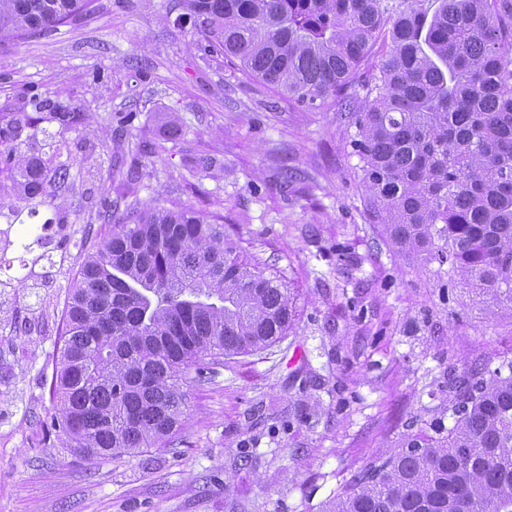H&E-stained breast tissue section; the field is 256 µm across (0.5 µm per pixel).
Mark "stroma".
<instances>
[{
  "label": "stroma",
  "instance_id": "obj_1",
  "mask_svg": "<svg viewBox=\"0 0 512 512\" xmlns=\"http://www.w3.org/2000/svg\"><path fill=\"white\" fill-rule=\"evenodd\" d=\"M183 0H94L56 30L0 49V118L51 156L69 187L23 229L48 226L75 272L110 200L219 217L224 238L280 277L295 320L283 340L226 358L190 391L172 442L105 461L50 428L53 358L69 285L26 281L14 245L0 269V512H321L351 474L423 429L441 386L488 356L512 358V310L401 250L369 221L346 112L291 102L210 52ZM44 106L48 107L53 120L59 124L61 131L70 129L81 120V112H77L76 108L68 103L59 100L45 101Z\"/></svg>",
  "mask_w": 512,
  "mask_h": 512
}]
</instances>
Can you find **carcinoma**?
<instances>
[{"label": "carcinoma", "mask_w": 512, "mask_h": 512, "mask_svg": "<svg viewBox=\"0 0 512 512\" xmlns=\"http://www.w3.org/2000/svg\"><path fill=\"white\" fill-rule=\"evenodd\" d=\"M209 46L249 76L317 108L340 96L379 44L363 106L341 101L357 132L372 221L397 245L512 305V0H186ZM92 0H0V47L89 12ZM61 130L80 122L47 101ZM24 116L0 126L18 199L69 179L10 146ZM68 294L54 367L52 427L96 458L161 448L191 388L224 358L279 342L293 306L189 208L104 212ZM429 427L358 470L325 512H512V359L448 375V407Z\"/></svg>", "instance_id": "1"}]
</instances>
